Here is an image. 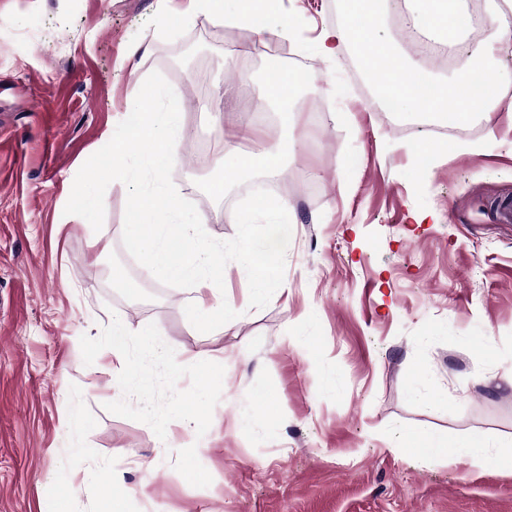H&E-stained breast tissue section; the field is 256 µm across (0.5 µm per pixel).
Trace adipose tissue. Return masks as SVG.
Returning a JSON list of instances; mask_svg holds the SVG:
<instances>
[{
    "mask_svg": "<svg viewBox=\"0 0 512 512\" xmlns=\"http://www.w3.org/2000/svg\"><path fill=\"white\" fill-rule=\"evenodd\" d=\"M189 18L217 19L241 26L250 36L288 37L273 8V0H189ZM386 0H345V20L341 26L322 32L317 53L330 58L349 46L363 49L365 70L374 88L394 106L408 102L419 103L430 120L464 124L477 113L487 111L486 103L477 100L472 92L469 71H461L445 82L431 81L425 72L405 58L388 40L374 34L382 18ZM408 20L427 38L448 46L465 38V17L462 0H405ZM303 81L301 74L278 64H269L265 74L267 97L280 108L284 122H292V100ZM283 159L281 145L260 146L242 152L225 147L218 160L222 179L213 186L215 195H223L225 185L244 174L257 170L273 174ZM137 208L146 220L128 227L130 237L145 245L147 262L163 271L169 278L196 282L198 295L192 302L197 320H206L213 308L206 285L214 269L213 252L196 233L203 215L185 213L175 198H166L162 205L139 199ZM270 239H246L238 253V263L259 287L276 285L278 265L271 255Z\"/></svg>",
    "mask_w": 512,
    "mask_h": 512,
    "instance_id": "obj_1",
    "label": "adipose tissue"
}]
</instances>
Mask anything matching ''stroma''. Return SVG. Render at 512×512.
Returning <instances> with one entry per match:
<instances>
[{
	"label": "stroma",
	"mask_w": 512,
	"mask_h": 512,
	"mask_svg": "<svg viewBox=\"0 0 512 512\" xmlns=\"http://www.w3.org/2000/svg\"><path fill=\"white\" fill-rule=\"evenodd\" d=\"M181 0H0V512H101L82 488L112 473L119 512H512V34L486 67L499 103L450 142L399 130L364 95L360 50L322 58L342 0H280L284 65L307 70L284 125L265 96L269 57L241 27L186 19ZM135 57H128L132 46ZM184 127L292 149L290 212L271 298L238 268L255 173L223 196L216 166L177 154L179 194L222 247L214 285L234 306L196 321L194 289L160 283L122 243L127 188L112 182L93 230L65 214L75 176L106 145L151 72ZM234 86L225 96V86ZM434 144L426 157L420 141ZM121 314L129 354L112 353ZM162 347L142 355L141 335ZM427 432L479 441L488 460L418 456Z\"/></svg>",
	"instance_id": "obj_1"
}]
</instances>
